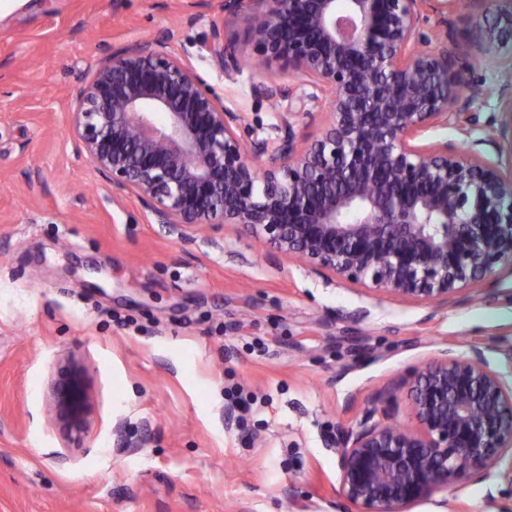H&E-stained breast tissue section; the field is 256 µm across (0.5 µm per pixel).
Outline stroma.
<instances>
[{
  "label": "stroma",
  "instance_id": "stroma-1",
  "mask_svg": "<svg viewBox=\"0 0 512 512\" xmlns=\"http://www.w3.org/2000/svg\"><path fill=\"white\" fill-rule=\"evenodd\" d=\"M215 28L240 73L201 51ZM144 38L252 126L288 109L252 95L266 73L224 0H0V512H347L338 430L374 410L409 422L407 380L446 351L489 341L491 366L512 370V271L435 307L273 259L229 225L181 241L113 190L70 127L105 52ZM70 357L93 394L77 446L45 398ZM234 388L256 399L244 430L224 422ZM410 512H512V488L477 480Z\"/></svg>",
  "mask_w": 512,
  "mask_h": 512
}]
</instances>
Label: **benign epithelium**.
I'll use <instances>...</instances> for the list:
<instances>
[{"label": "benign epithelium", "mask_w": 512, "mask_h": 512, "mask_svg": "<svg viewBox=\"0 0 512 512\" xmlns=\"http://www.w3.org/2000/svg\"><path fill=\"white\" fill-rule=\"evenodd\" d=\"M460 0H224L244 14L265 65L312 91L261 137L165 40L114 50L79 86L70 123L79 149L112 188L190 241L232 224L276 259L400 301L448 304L512 267V162L466 154L424 134L450 126L473 144L512 136V0H469L474 52L448 47ZM438 27H422L425 13ZM231 76L234 45L203 44ZM492 61L497 84L471 81ZM253 96L276 100L265 78ZM496 97L500 128L472 139V104ZM327 104L320 129L300 114ZM412 423L367 417L336 438L340 494L354 512H409L473 479L512 485V381L485 348L432 360L408 381ZM46 399L55 423L81 436L91 410L84 364L68 359Z\"/></svg>", "instance_id": "obj_1"}]
</instances>
